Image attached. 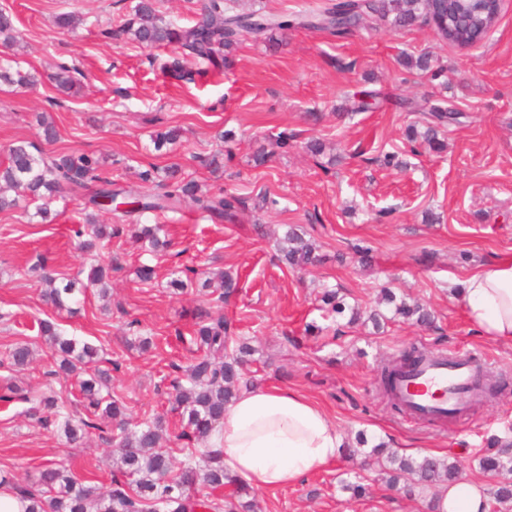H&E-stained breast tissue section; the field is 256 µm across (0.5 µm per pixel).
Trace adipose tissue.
<instances>
[{
	"mask_svg": "<svg viewBox=\"0 0 512 512\" xmlns=\"http://www.w3.org/2000/svg\"><path fill=\"white\" fill-rule=\"evenodd\" d=\"M454 297L472 329L512 344V256L496 258L460 282ZM225 470L261 490L293 486L336 461L346 442L329 414L302 394L281 388L243 390L212 436ZM437 512H485L487 496L463 479L441 490Z\"/></svg>",
	"mask_w": 512,
	"mask_h": 512,
	"instance_id": "ef3b65f1",
	"label": "adipose tissue"
}]
</instances>
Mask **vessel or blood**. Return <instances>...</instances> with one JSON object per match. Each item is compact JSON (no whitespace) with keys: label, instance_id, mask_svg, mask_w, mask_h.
Instances as JSON below:
<instances>
[{"label":"vessel or blood","instance_id":"obj_1","mask_svg":"<svg viewBox=\"0 0 512 512\" xmlns=\"http://www.w3.org/2000/svg\"><path fill=\"white\" fill-rule=\"evenodd\" d=\"M476 365L471 355L443 351L401 378L396 393L414 414L443 419L476 401Z\"/></svg>","mask_w":512,"mask_h":512}]
</instances>
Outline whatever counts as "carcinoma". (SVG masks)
Masks as SVG:
<instances>
[{
    "mask_svg": "<svg viewBox=\"0 0 512 512\" xmlns=\"http://www.w3.org/2000/svg\"><path fill=\"white\" fill-rule=\"evenodd\" d=\"M237 0H204L200 17L190 26H182L165 19L157 9L155 0H138L127 17L117 28L120 35L145 47L171 46L172 53L160 62V69L177 81L193 80L188 67L189 60H198L221 69L231 62L230 54L246 36L255 39H273L280 32L295 27L330 29L343 34L357 27L367 16L378 19L394 17L398 25L425 22L427 0H373L360 5L354 0H335L319 14L310 17L264 14L236 11ZM477 0L455 13L457 26L483 28L487 17ZM438 40L456 46L473 45L477 40L448 32L447 6L436 5L433 26ZM0 37L3 42L17 45L13 35L11 16L0 9ZM78 70L65 64L58 65L53 80L56 88L70 92L78 85ZM33 77L12 66L0 65V84L8 86L29 85ZM424 125L411 124L406 137L413 142L421 140L436 152L446 150V144L438 137L439 129L456 120V114L441 107H434L423 116ZM39 135L48 143L57 139L58 131L53 119L42 112L37 116ZM181 137L174 127L158 132L153 138L156 150L173 145ZM9 162L0 167V211L16 208L22 201H38L34 216L43 223L53 221L50 203L65 187L90 189L85 208L92 209L86 223L90 227L89 238L82 242L87 253H97L112 238L123 233L117 224H101L95 212L115 213L120 217H141L146 213L175 210L191 205L210 219L232 223L246 200L227 193H211L198 182L180 178L178 170L169 167L161 171L149 169L139 174L143 183L152 189L142 191L121 186L112 180V174L104 168V161L81 152H46L29 141H18L8 147ZM139 240L148 243L153 251L168 247L162 224H133L129 229ZM279 260L293 270H304L320 262L314 242L304 238L296 229H288L279 243ZM116 270L110 259L99 258L90 267L87 283L82 288H95L101 299L110 296L109 274ZM27 273L46 285L45 299L58 310L72 311L69 305L75 292V283L55 286V277L44 265L28 268ZM186 279L175 278L171 286L184 289L196 282L202 289L211 290L213 302L222 304L234 295L237 279L219 271L200 272L196 269L182 271ZM320 310L327 318H335L350 312L348 323L365 324L381 328L388 321H411L422 326L433 324L435 316L424 304L397 298L389 289L382 291V301L390 305L391 316L376 312L362 319L359 307H349L339 291L326 288L319 296ZM37 333L49 350L54 368L49 375L64 373L76 379L82 396L84 411L68 410L62 396L51 390L33 397L22 395L31 403L29 415L45 425L55 424L62 428L66 442L78 446L91 433H98L102 442L117 449L118 458L112 474L111 487L88 484L78 480L65 467L49 462L42 466L36 480L27 484H13L5 479L0 483L14 492L23 502L24 512H149L148 507L160 502L167 512H255L258 508L252 489L224 470L218 449L211 447L210 436L224 419V411L243 389L254 381L242 373V367L252 356V348L246 342L235 341L232 323L222 314L212 315L206 307L196 308L195 323L190 343L195 346L190 363L186 367L175 366L186 382L176 380L173 385L172 410L178 414L180 432L177 439L187 450L181 462L179 475L172 476L173 456L161 445L164 422L132 423L127 418V408L112 396L110 385L112 369L103 367L98 349L76 338L63 336L57 322L38 319ZM7 359L16 369H24L33 361V351L26 343H16L7 352ZM401 367L397 363L381 369L380 389L392 409L403 411V405L390 397L391 380ZM366 457L375 460L385 482L395 487L404 481L409 487L430 492L446 487L458 480L459 463L448 457L424 455L420 458L400 455L385 444L376 445ZM479 465L489 475L512 467V443L493 439L480 457ZM226 486L233 488L225 504L215 502L207 494H194L192 490ZM512 500V482L496 484L489 492V505Z\"/></svg>",
    "mask_w": 512,
    "mask_h": 512,
    "instance_id": "1",
    "label": "carcinoma"
}]
</instances>
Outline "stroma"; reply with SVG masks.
<instances>
[{
    "label": "stroma",
    "instance_id": "35a3bbf8",
    "mask_svg": "<svg viewBox=\"0 0 512 512\" xmlns=\"http://www.w3.org/2000/svg\"><path fill=\"white\" fill-rule=\"evenodd\" d=\"M136 0H0L12 15L24 52L23 70L35 85L0 86V164L8 145L39 142L37 113L55 120V149H77L102 158L114 179L138 184L140 171L178 165L204 188L253 198L275 195L264 211H240L235 223L216 224L190 206L148 213L146 224L164 225L171 241L150 251L128 235L108 250L119 265L112 275V301L95 291L78 296L76 313L46 304L42 286L26 276L40 257L53 261L57 276L73 278L92 260L79 248L74 225L84 223L83 188L67 190L51 209L56 219L38 223L36 205L0 212V388L13 381L42 392L46 348L36 321L55 318L64 336L88 342L103 358L118 361L111 392L134 421L163 418L169 434L180 430L170 410L171 364H188L187 340L193 311L204 297L190 287L175 294L170 285L184 266L221 268L238 274L240 292L223 305L237 335L254 347L248 376L262 386L301 392L323 405L348 439L365 434L369 444L386 438L399 453L434 452L456 458L465 478L491 488L478 462L486 438L512 433V344L494 342L468 329L451 288L495 258L512 254V0L482 44L461 48L438 41L426 27L396 28L389 21L364 22L337 35L296 28L265 42L244 37L233 62L182 85L149 64L166 48L147 49L108 37ZM62 12L77 15L73 30L55 27ZM429 53L433 69L404 65V54ZM62 62L82 72L76 94L59 93L51 79ZM378 96L376 109L351 113L352 95ZM458 112L444 130L448 148L437 154L409 143L406 127L417 113L404 100ZM180 128L177 146L155 150V133ZM296 132L299 147L274 149L283 130ZM235 133L231 143L218 134ZM326 149L311 156L305 142ZM272 150L266 166L253 167L257 148ZM231 153L223 174L200 157ZM398 153L404 168H386L374 156ZM315 241L323 263L294 273L279 263L276 241L289 226ZM154 268L140 282V266ZM335 288L349 305L377 309L381 289L431 307L436 325L389 324L385 333L338 318L330 329L318 309L321 288ZM321 326L317 335L306 325ZM152 341L137 346L139 338ZM26 341L36 351L28 369L15 371L5 358L11 345ZM427 351H461L480 359L498 383L495 398L470 407L454 421L424 422L395 412L378 392V373L388 359L410 346ZM14 403L0 407V476L28 483L48 461L67 466L79 479L109 483L113 456L96 437L68 446L59 428H44ZM359 472L367 493L352 497L341 488L344 473ZM262 512H429L427 498L388 488L361 458L338 460L298 485L260 490Z\"/></svg>",
    "mask_w": 512,
    "mask_h": 512
}]
</instances>
